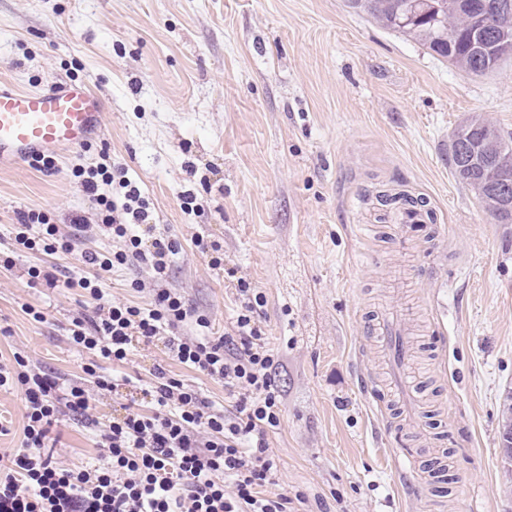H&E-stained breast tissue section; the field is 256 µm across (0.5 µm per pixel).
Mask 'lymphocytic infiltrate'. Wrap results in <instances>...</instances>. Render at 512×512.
I'll list each match as a JSON object with an SVG mask.
<instances>
[{
  "mask_svg": "<svg viewBox=\"0 0 512 512\" xmlns=\"http://www.w3.org/2000/svg\"><path fill=\"white\" fill-rule=\"evenodd\" d=\"M77 174L116 244L109 252L84 253L85 266L144 267L154 282L152 300L142 307L105 302L97 278H67L68 287L96 303L92 324L72 323L73 344L97 358L86 373L98 389H110L98 361L126 363L133 348L163 337L175 361L223 382L233 404L216 406L158 365L142 388L147 405L126 406L105 424L82 386L61 388L56 377L29 369L19 356L1 362L0 388H21L25 423L20 448L0 471V512H289L287 495L269 490L277 472L269 434L281 424L282 399L273 375L277 360L259 320L265 294L238 282L235 315L223 335L211 336L209 318L167 287L177 245L157 233L150 202L125 167L107 161ZM15 242L48 255L72 251L41 213L22 216ZM188 321L195 335H177ZM62 413L96 431V462L70 468L55 461L49 433Z\"/></svg>",
  "mask_w": 512,
  "mask_h": 512,
  "instance_id": "1",
  "label": "lymphocytic infiltrate"
}]
</instances>
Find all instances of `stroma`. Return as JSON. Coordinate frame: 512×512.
I'll list each match as a JSON object with an SVG mask.
<instances>
[{"label": "stroma", "instance_id": "stroma-1", "mask_svg": "<svg viewBox=\"0 0 512 512\" xmlns=\"http://www.w3.org/2000/svg\"><path fill=\"white\" fill-rule=\"evenodd\" d=\"M76 77L104 99L100 136L62 150L48 172L0 168V361L18 353L60 384L92 387V356L69 328L94 301L28 271L85 276L82 253L111 250L73 175L106 153L177 243L169 285L213 336L235 314L238 280L266 296L260 321L282 391L271 492L295 512H512L499 448L512 391V224L493 223L448 168L465 116L512 132V61L465 76L345 0H0V80L43 90ZM382 193L422 199L426 221L398 223ZM31 211L71 237L72 254L16 250ZM199 238L219 243L234 278ZM98 278L106 298L150 301L131 286L150 283L148 270ZM381 317L412 334L406 360L372 334ZM158 364L223 405V382L158 342L117 366L97 413L140 400L137 381ZM23 424L19 390H0V466ZM52 433L63 465L95 458L77 422L61 417ZM440 460L451 485L428 473Z\"/></svg>", "mask_w": 512, "mask_h": 512}]
</instances>
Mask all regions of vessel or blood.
<instances>
[{
	"label": "vessel or blood",
	"instance_id": "obj_1",
	"mask_svg": "<svg viewBox=\"0 0 512 512\" xmlns=\"http://www.w3.org/2000/svg\"><path fill=\"white\" fill-rule=\"evenodd\" d=\"M103 100L83 81L22 90L0 80V166L85 145L99 132Z\"/></svg>",
	"mask_w": 512,
	"mask_h": 512
}]
</instances>
